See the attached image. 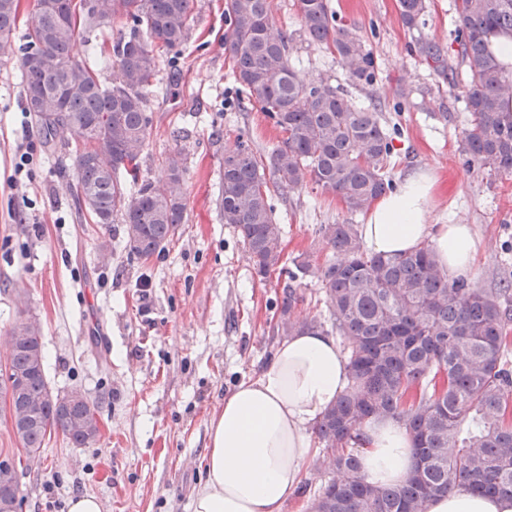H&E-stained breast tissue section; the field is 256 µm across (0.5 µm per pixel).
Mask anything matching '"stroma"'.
Masks as SVG:
<instances>
[{
  "label": "stroma",
  "mask_w": 512,
  "mask_h": 512,
  "mask_svg": "<svg viewBox=\"0 0 512 512\" xmlns=\"http://www.w3.org/2000/svg\"><path fill=\"white\" fill-rule=\"evenodd\" d=\"M193 3L187 42L159 65L140 166L141 177L157 185L165 156L185 151L187 216L179 236L147 260L128 253L121 225L93 224L75 207L71 178L57 170L58 150L23 110L19 57L0 62V365L8 359L7 332L37 321L50 388L82 389L98 403L100 419L89 445L56 433L38 463L18 465V512H69L70 501L85 494L95 495L103 512H192L205 478L211 415L241 381L261 373L281 342L271 333L281 285L254 275L241 238L216 205L225 146L241 135L263 156L280 135L259 105L237 104L224 54V0ZM331 6L339 20L360 28L375 55L378 82L355 97L376 95L383 121L399 129L395 184L415 171L432 172L435 223L462 219L476 229L472 287L512 282V176L465 165L464 104L414 50L421 36L450 50L453 0H430L427 23L417 31L403 25L397 0ZM274 20L294 31L306 73L343 82L330 51L299 35L294 0H274ZM21 144L30 145L31 160L19 173ZM271 194L286 258L328 259L316 230L346 219L339 199L312 185Z\"/></svg>",
  "instance_id": "stroma-1"
}]
</instances>
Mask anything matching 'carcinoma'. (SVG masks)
<instances>
[{"mask_svg": "<svg viewBox=\"0 0 512 512\" xmlns=\"http://www.w3.org/2000/svg\"><path fill=\"white\" fill-rule=\"evenodd\" d=\"M52 14L33 10L23 35V108L48 143L65 131L86 148L64 144L73 158L75 200L93 223L123 225L125 248L140 258L163 251L186 219L188 157L172 150L164 181L139 179L141 156L153 126L149 97L159 55L180 51L194 23L192 0H58ZM299 30L309 43L338 56L346 83L333 85L304 73L293 60L288 29L276 26L272 0H225L224 53L238 90L283 134L257 159L244 136L224 150L218 208L240 236L253 270L265 280L287 273L276 307L275 336L310 329L315 320L294 310L301 279L316 280L331 312L332 328L348 351L349 383L314 426L337 478L310 502L311 512H426L436 495L466 489L512 497V289L496 295L448 280L435 249L386 255L364 249L359 225L321 224L318 235L332 251L323 264L294 258L285 270L282 228L277 224L267 176L276 187L300 192L313 184L336 195L351 215L364 213L394 190L392 138L381 104L365 105L351 89L375 86L376 59L359 30L337 22L330 0H295ZM403 24H425L429 0H397ZM455 58L446 62L435 43L416 51L461 87L467 123L461 152L479 172L512 174V65L490 48L492 38L512 37V0H455ZM19 0H0V58L15 54ZM124 23L105 60L117 78L104 84L98 60L74 52L86 32ZM0 392L23 381L26 424L15 435L26 456L41 453L60 432L75 446L99 434L98 405L72 389L50 390L39 324L14 328ZM404 421L413 442L414 469L399 486H380L361 475V429L371 419Z\"/></svg>", "mask_w": 512, "mask_h": 512, "instance_id": "obj_1", "label": "carcinoma"}]
</instances>
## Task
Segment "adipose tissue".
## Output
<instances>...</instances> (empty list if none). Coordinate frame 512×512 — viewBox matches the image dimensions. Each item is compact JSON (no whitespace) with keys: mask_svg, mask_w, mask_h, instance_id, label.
<instances>
[{"mask_svg":"<svg viewBox=\"0 0 512 512\" xmlns=\"http://www.w3.org/2000/svg\"><path fill=\"white\" fill-rule=\"evenodd\" d=\"M435 184L422 171L382 195L367 214L363 238L383 254L412 251L432 240L449 277L471 276L477 254L473 227L433 223ZM347 382V362L335 338L307 331L285 339L266 368L226 395L211 416L205 479L193 495V512H283L302 482L303 461L313 448L311 427ZM361 438V473L369 482L406 481L414 458L402 421L372 420ZM426 512H512V497L459 491L433 497Z\"/></svg>","mask_w":512,"mask_h":512,"instance_id":"1","label":"adipose tissue"}]
</instances>
